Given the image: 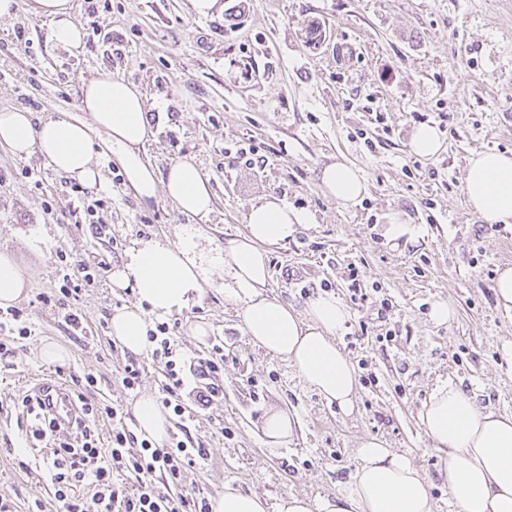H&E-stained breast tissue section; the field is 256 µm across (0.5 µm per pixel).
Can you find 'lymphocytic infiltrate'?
Returning <instances> with one entry per match:
<instances>
[{"label": "lymphocytic infiltrate", "instance_id": "obj_1", "mask_svg": "<svg viewBox=\"0 0 512 512\" xmlns=\"http://www.w3.org/2000/svg\"><path fill=\"white\" fill-rule=\"evenodd\" d=\"M349 289L354 303L372 310L376 323L383 330L377 339L395 342L398 328L389 326V302H376L364 286V276L358 268H350ZM154 356H167L164 408L174 415H182L184 407L179 390L185 376H193L197 401L207 403L218 394L212 380L218 368L215 360H170V339L166 326H159ZM77 417L73 424L80 438L73 443H62L42 455L51 483V493L58 504V512H86L81 490L91 487L99 512H210L206 498L183 493H159L152 480L156 474L168 476L171 484H179L183 471L206 459L207 451L191 441L171 437L164 445L138 440L128 426L127 412L105 403L92 405L84 397H77ZM104 418L112 423L108 447H100L95 439L92 422ZM135 480V489H128L127 480Z\"/></svg>", "mask_w": 512, "mask_h": 512}]
</instances>
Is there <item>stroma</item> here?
I'll list each match as a JSON object with an SVG mask.
<instances>
[{"label":"stroma","mask_w":512,"mask_h":512,"mask_svg":"<svg viewBox=\"0 0 512 512\" xmlns=\"http://www.w3.org/2000/svg\"><path fill=\"white\" fill-rule=\"evenodd\" d=\"M216 0L201 17L190 0H73L83 47L49 37L50 21L34 0H14L0 18V110L30 113L34 124L86 119L83 83L99 70L136 83L153 132L144 153L158 176L194 161L208 180L214 209L192 220L165 196L141 202L111 154L97 157L101 184L56 172L39 153L0 146V254L13 255L31 283L15 303L33 331L0 372V493L15 512L42 500L54 512L46 468L28 436L36 422L22 400L36 380L84 388L92 403L131 409L140 394L161 398L163 358L143 354L137 389L121 373L130 355L110 336L116 309L134 304L131 288L110 274L82 284L74 303L86 325L70 335L60 292L65 263L106 255L118 268L137 242H174L198 222L204 250H220L246 230L252 205L276 197L310 211L313 223L268 251V292L295 310L327 292L348 303L336 341L351 364L374 367L375 384H358L354 409L342 413L306 386L291 364L256 348L241 310L225 301L226 276L214 269L201 297L152 325L168 328L173 360L223 354L222 396L199 408L186 380L185 413L172 434L202 443L208 456L182 475L185 493L215 498L225 484L260 495L268 507L294 494L312 503L350 486L361 439L375 437L410 456L427 478L435 512H455L439 474L440 457L419 419L434 387L452 380L487 410L512 414V312L497 303L494 283L512 265V224L484 223L463 189L473 153H512V0ZM441 132L442 151L416 157V129ZM365 138H358L357 130ZM253 147L264 166L246 164ZM346 159L361 169L366 193L348 206L329 196L324 166ZM406 232L391 238L393 221ZM107 224L106 237L89 233ZM395 305L396 342L375 338L368 311L351 304L349 265ZM445 302L454 317L429 311ZM209 334L196 340L194 324ZM64 347V363L38 356L42 343ZM292 418L286 443L269 444L267 412Z\"/></svg>","instance_id":"35a3bbf8"}]
</instances>
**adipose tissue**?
I'll return each mask as SVG.
<instances>
[{
	"instance_id": "ef3b65f1",
	"label": "adipose tissue",
	"mask_w": 512,
	"mask_h": 512,
	"mask_svg": "<svg viewBox=\"0 0 512 512\" xmlns=\"http://www.w3.org/2000/svg\"><path fill=\"white\" fill-rule=\"evenodd\" d=\"M35 12L53 23L54 40L79 48L82 32L72 0H35ZM84 121H48L34 125L30 113L0 110V146L22 155L39 152L58 172L92 185L101 173L95 150L111 153L127 183L141 201L165 193L186 214L211 213L213 198L206 179L188 160L170 165L158 180L141 150L152 131L145 119V97L134 83L102 70L81 92ZM327 193L341 205L363 195L367 182L360 169L336 161L321 172ZM464 193L469 208L488 224L512 223V154L481 152L468 162ZM312 215L275 197L251 206L246 231L228 240L223 250L198 249L201 232L182 228L175 244L151 242L131 248L112 273L117 288H131L134 305L114 311L110 334L131 354L150 347L151 316L189 308L209 280L212 267L227 268L231 279L227 301L242 310L245 331L254 346L289 361L303 382L327 402L351 412L357 378L336 343L349 317L347 306L325 293L311 300L305 312L270 298L267 248L287 243ZM132 412L139 438L162 442L170 422L152 395L135 400ZM421 422L441 460L440 474L457 512H512V414L480 409L475 400L451 382L440 384L424 405ZM359 466L349 491L312 508L301 496L287 495L279 512H434V502L417 464L407 455L370 438L358 446Z\"/></svg>"
}]
</instances>
